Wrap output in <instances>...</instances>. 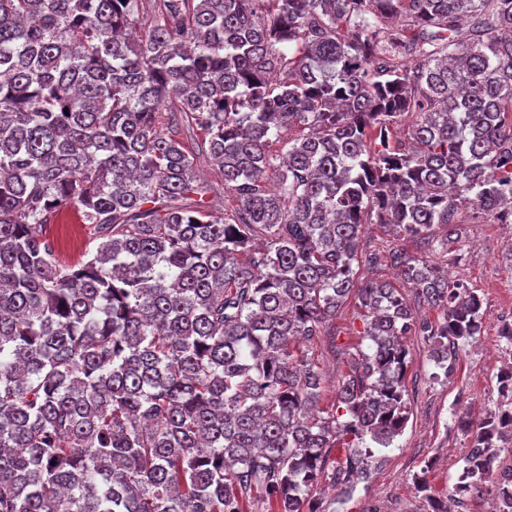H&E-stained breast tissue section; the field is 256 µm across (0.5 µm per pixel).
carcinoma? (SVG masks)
<instances>
[{
    "mask_svg": "<svg viewBox=\"0 0 512 512\" xmlns=\"http://www.w3.org/2000/svg\"><path fill=\"white\" fill-rule=\"evenodd\" d=\"M0 0V512H319L409 419L405 336L443 374L481 333L429 245L461 210L512 224V0ZM222 168L220 222L183 135ZM95 253L62 265L68 205ZM416 286L356 283L382 261ZM365 311L337 412L292 347ZM440 312L418 320L415 301ZM455 492L512 512V386ZM346 454L331 467L332 448ZM365 227V239L373 248L387 250L397 246L412 256L439 261L437 256H435V253L428 251V249L419 242L403 237L399 240H394L392 236L387 235V232H385L384 229H380L377 224H367Z\"/></svg>",
    "mask_w": 512,
    "mask_h": 512,
    "instance_id": "1",
    "label": "carcinoma"
}]
</instances>
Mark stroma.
I'll use <instances>...</instances> for the list:
<instances>
[{
	"mask_svg": "<svg viewBox=\"0 0 512 512\" xmlns=\"http://www.w3.org/2000/svg\"><path fill=\"white\" fill-rule=\"evenodd\" d=\"M47 233L54 239L63 265L81 263L95 251L93 228L82 223L76 207H68L61 218L48 224ZM511 249L512 235L505 233L501 225L463 219L458 238L448 244L449 256L456 259L455 264L449 265L448 275L463 281L480 296L484 310L482 331L462 347L454 372L446 377L434 374L430 344L419 336L408 337V423L393 447L385 449L381 467L369 482L359 483L349 499L340 498L330 486L318 487L321 512H370L376 504L386 512H431L428 500L414 489V476L426 473L432 496L440 499L456 486L469 441L453 429L452 415L467 405L482 412L499 400V365L490 355L501 352L499 327L512 316V259L507 256ZM362 314L357 300L348 299L336 317L335 336L323 337L310 348V357L327 380L320 408L330 409L340 376L349 372L362 347Z\"/></svg>",
	"mask_w": 512,
	"mask_h": 512,
	"instance_id": "obj_1",
	"label": "stroma"
}]
</instances>
